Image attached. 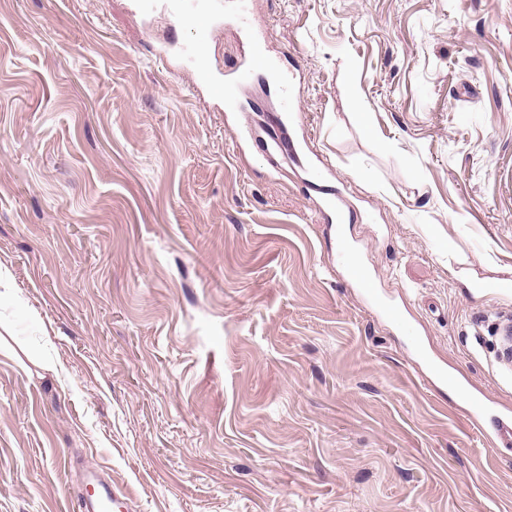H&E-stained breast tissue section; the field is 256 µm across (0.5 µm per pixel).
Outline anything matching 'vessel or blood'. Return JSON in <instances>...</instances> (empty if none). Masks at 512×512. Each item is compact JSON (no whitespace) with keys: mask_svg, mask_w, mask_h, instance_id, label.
<instances>
[{"mask_svg":"<svg viewBox=\"0 0 512 512\" xmlns=\"http://www.w3.org/2000/svg\"><path fill=\"white\" fill-rule=\"evenodd\" d=\"M133 8L148 16L157 10H165L176 17L183 27L197 30L198 38L190 42L167 41L156 54L158 61L171 56L183 57L197 74V86L218 102L226 118H233L241 111L240 92L251 85L255 75H262L267 86L277 90L278 109L283 113L296 110V75L263 51L264 29L251 17L245 0H130ZM231 16L249 38V50L232 70L220 73L208 64L212 33L222 31L221 20ZM303 169V181L314 193L312 205L324 223L353 221L354 208L348 201L344 188L334 183L332 173L325 167L306 160L295 144L285 146ZM471 414L475 417L493 416L498 438L512 441V415H493L490 407L472 402ZM84 493L76 497L77 512H127L123 500L111 484L97 480L96 469H89Z\"/></svg>","mask_w":512,"mask_h":512,"instance_id":"1","label":"vessel or blood"}]
</instances>
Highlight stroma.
<instances>
[{
    "label": "stroma",
    "mask_w": 512,
    "mask_h": 512,
    "mask_svg": "<svg viewBox=\"0 0 512 512\" xmlns=\"http://www.w3.org/2000/svg\"><path fill=\"white\" fill-rule=\"evenodd\" d=\"M298 64L330 230L274 90L226 125L126 0H0V512H512V0H251ZM256 136L235 148L239 124ZM360 254L423 351L337 261ZM275 145L281 151L282 148L289 151L288 155L299 162L304 173L303 182L315 193L312 205L324 223L353 221L354 208L348 201L346 189L334 185L335 177L327 168L305 160V155L298 150L291 139L288 144L280 140L275 141ZM97 468H89V479L85 482L84 493L76 497L78 512H127L123 500L112 490V483L97 480Z\"/></svg>",
    "instance_id": "stroma-1"
}]
</instances>
